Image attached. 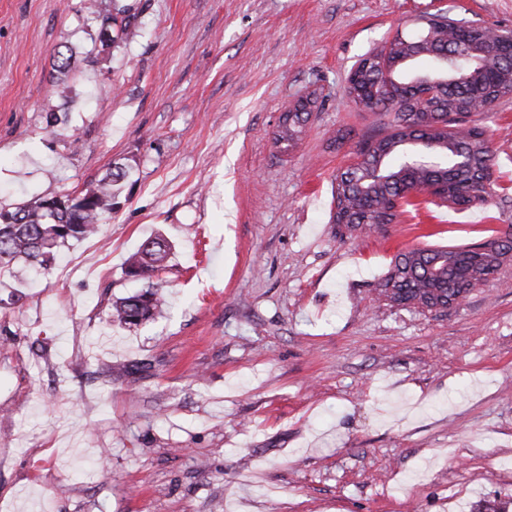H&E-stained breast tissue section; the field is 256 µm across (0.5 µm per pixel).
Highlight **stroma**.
Returning <instances> with one entry per match:
<instances>
[{"label":"stroma","instance_id":"1","mask_svg":"<svg viewBox=\"0 0 512 512\" xmlns=\"http://www.w3.org/2000/svg\"><path fill=\"white\" fill-rule=\"evenodd\" d=\"M115 5L136 37L101 38L84 0H0V207L130 170L97 236L0 275V512H512V264L443 312L375 292L399 251L512 224V97L470 118L487 202L424 193L345 240L330 222L337 174L388 122L350 101L351 68L423 12L512 31V0ZM154 236L165 268L128 276ZM151 287L155 320L111 321ZM308 116L309 112H305L303 106L283 112L281 122L274 136V145L283 152L288 151V147L302 132V125L307 121Z\"/></svg>","mask_w":512,"mask_h":512}]
</instances>
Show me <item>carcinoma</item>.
Returning <instances> with one entry per match:
<instances>
[{"label":"carcinoma","mask_w":512,"mask_h":512,"mask_svg":"<svg viewBox=\"0 0 512 512\" xmlns=\"http://www.w3.org/2000/svg\"><path fill=\"white\" fill-rule=\"evenodd\" d=\"M92 0L90 9L102 20V36L118 27L116 37L126 39L135 30L131 17L118 18ZM452 22H433L416 38H395L381 51L365 55L360 64L363 93L353 99L361 111L383 112L393 131L364 140L359 161L336 176L333 223L336 234L379 228L391 223L394 200L404 199L415 186H431L434 196L446 203L470 205L490 196L486 171L493 168L495 153L484 128L466 125L478 99L512 96V57L502 55L491 67L502 73L493 81L485 74L489 47L470 34H456L444 42L438 36L454 33ZM431 40L430 52H449L446 63L432 64L443 80L441 93L448 111L418 112L411 118L401 111L405 93L419 81L406 79L403 59L415 44ZM309 113L296 107L282 114L274 136L281 151L301 133ZM128 176L121 167L109 171L94 188L72 196L24 202L14 209H0V271L24 261L46 269L58 248L96 235L104 215L112 211L119 183ZM512 246L507 231L488 230V236L468 243L434 244L399 252L379 283L404 301L420 302L432 291L455 295L460 289L489 280L499 266V256ZM170 246L159 237L145 241L127 261L131 276H149L165 267ZM164 304L157 289L120 298L112 304L115 321L138 326L153 319Z\"/></svg>","instance_id":"1"}]
</instances>
